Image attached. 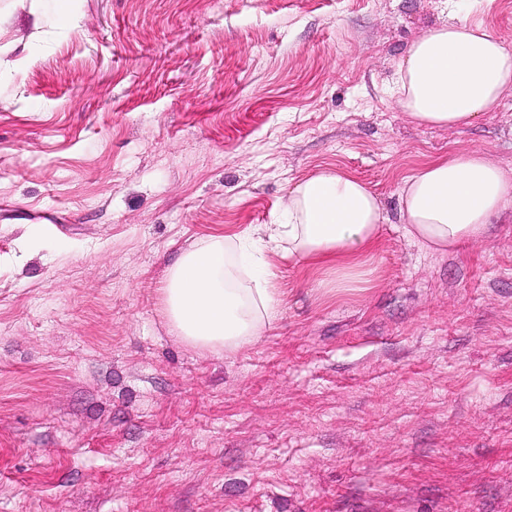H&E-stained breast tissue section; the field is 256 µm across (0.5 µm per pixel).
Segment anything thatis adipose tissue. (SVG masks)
<instances>
[{"instance_id":"1","label":"adipose tissue","mask_w":512,"mask_h":512,"mask_svg":"<svg viewBox=\"0 0 512 512\" xmlns=\"http://www.w3.org/2000/svg\"><path fill=\"white\" fill-rule=\"evenodd\" d=\"M512 88V46L452 17L412 43L390 95L420 125L453 128L496 111ZM408 234L434 252L480 241L512 207V174L486 153H456L424 165L401 188ZM287 223L247 236H212L184 250L166 275L163 317L189 347L221 351L257 342L281 312V292L263 252L346 267L377 242L380 203L361 181L331 168L289 192Z\"/></svg>"}]
</instances>
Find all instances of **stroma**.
I'll use <instances>...</instances> for the list:
<instances>
[{"label":"stroma","instance_id":"35a3bbf8","mask_svg":"<svg viewBox=\"0 0 512 512\" xmlns=\"http://www.w3.org/2000/svg\"><path fill=\"white\" fill-rule=\"evenodd\" d=\"M0 0V512H512V208L443 253L403 181L484 151L389 96L453 10L512 0ZM385 221L350 270L279 253L282 314L200 352L158 313L198 240L274 224L316 168Z\"/></svg>","mask_w":512,"mask_h":512}]
</instances>
